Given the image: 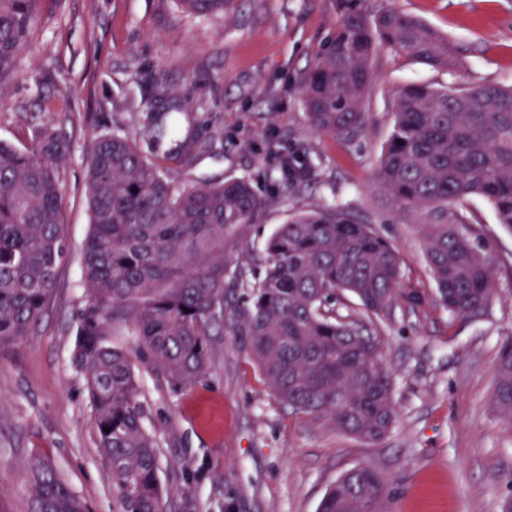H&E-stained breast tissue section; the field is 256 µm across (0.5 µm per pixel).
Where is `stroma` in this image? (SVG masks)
Listing matches in <instances>:
<instances>
[{
	"label": "stroma",
	"mask_w": 512,
	"mask_h": 512,
	"mask_svg": "<svg viewBox=\"0 0 512 512\" xmlns=\"http://www.w3.org/2000/svg\"><path fill=\"white\" fill-rule=\"evenodd\" d=\"M387 2L447 36L449 64L378 45L362 101L366 129L348 142L311 126L301 94L336 34V0H232L206 17L179 0H40L16 73L0 86V140L20 148L33 127L48 125L67 141L56 172L69 258L39 326L0 351V499L10 512H27L37 451L88 512H112V476L70 360L90 231L88 160L104 134L148 143L160 87L169 101H188L181 133L194 142L188 162L169 164L171 179H245L273 200L225 246L228 269L259 263L293 214L333 205L393 245L402 290L374 325L399 414L376 444L282 403L228 327L213 328L209 368L185 391L170 393L136 364L167 512H317L326 489L356 465L387 480L385 512H503L512 500V421L493 400L498 351L512 334V230L483 197L449 205L448 223L470 227L494 261L492 300L477 315L455 316L427 259L433 213L398 210L376 181L399 86L512 85V0ZM288 156L310 173L298 195L282 174Z\"/></svg>",
	"instance_id": "stroma-1"
}]
</instances>
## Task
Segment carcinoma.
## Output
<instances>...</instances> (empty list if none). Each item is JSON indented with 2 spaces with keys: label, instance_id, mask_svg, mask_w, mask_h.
I'll list each match as a JSON object with an SVG mask.
<instances>
[{
  "label": "carcinoma",
  "instance_id": "carcinoma-1",
  "mask_svg": "<svg viewBox=\"0 0 512 512\" xmlns=\"http://www.w3.org/2000/svg\"><path fill=\"white\" fill-rule=\"evenodd\" d=\"M40 0H0V86L17 69ZM192 14L224 12L232 0H180ZM329 49L302 83L304 108L319 132L345 141L365 130L362 99L373 81L376 40L410 58L448 65V41L397 9L339 0ZM395 120L377 179L401 210L481 195L512 231V88L496 83L434 87L406 84L395 94ZM154 137L180 138L177 112H156ZM66 141L39 128L28 145L0 142V349L13 347L47 312L67 258L61 220L63 188L55 165ZM292 191L309 173L284 163ZM90 234L81 253L84 299L76 317L73 366L84 374L99 451L112 474L113 512H166L158 479V443L129 351L116 329L135 337L140 361L169 392L205 375L210 336L224 322V246L259 221L268 199L244 179L181 184L126 135L97 139L88 160ZM263 273L241 266L245 288L233 333L248 346L269 389L294 410L327 420L336 431L382 441L397 422L393 378L369 323L392 308L401 278L397 251L367 224L336 206L299 212L264 248ZM427 256L441 303L456 316L477 314L493 297V258L468 228L434 225ZM353 294L363 316L336 308ZM493 399L512 421V337L500 346ZM383 477L357 466L328 488L319 512H383ZM29 512H85L54 466L37 454L30 465Z\"/></svg>",
  "mask_w": 512,
  "mask_h": 512
}]
</instances>
